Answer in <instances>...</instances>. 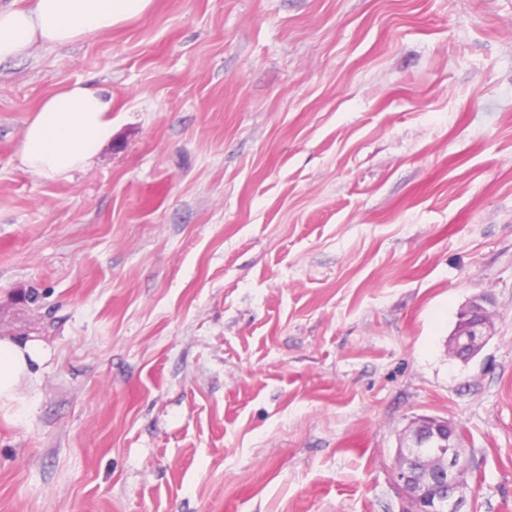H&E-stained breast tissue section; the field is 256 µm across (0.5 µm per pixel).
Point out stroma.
Masks as SVG:
<instances>
[{"label":"stroma","instance_id":"1","mask_svg":"<svg viewBox=\"0 0 512 512\" xmlns=\"http://www.w3.org/2000/svg\"><path fill=\"white\" fill-rule=\"evenodd\" d=\"M111 95L27 171L51 91ZM492 334L461 361L459 309ZM0 512H402L411 421L512 512V0H153L0 64ZM112 137V97L84 81L49 93L26 124L21 164L45 178L67 179ZM41 356V349L34 343L21 346L0 340V406L16 399L19 382Z\"/></svg>","mask_w":512,"mask_h":512}]
</instances>
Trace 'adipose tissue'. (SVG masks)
Returning a JSON list of instances; mask_svg holds the SVG:
<instances>
[{
	"label": "adipose tissue",
	"instance_id": "ef3b65f1",
	"mask_svg": "<svg viewBox=\"0 0 512 512\" xmlns=\"http://www.w3.org/2000/svg\"><path fill=\"white\" fill-rule=\"evenodd\" d=\"M153 0H31L0 5V63L107 32L147 11ZM112 136V98L84 81L49 93L26 124L19 158L45 178L66 179L84 168ZM42 356L33 343L0 340V405L17 397L21 379Z\"/></svg>",
	"mask_w": 512,
	"mask_h": 512
}]
</instances>
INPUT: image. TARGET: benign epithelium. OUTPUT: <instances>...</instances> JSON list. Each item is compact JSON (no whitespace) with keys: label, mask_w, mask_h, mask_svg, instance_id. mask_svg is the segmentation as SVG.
I'll return each mask as SVG.
<instances>
[{"label":"benign epithelium","mask_w":512,"mask_h":512,"mask_svg":"<svg viewBox=\"0 0 512 512\" xmlns=\"http://www.w3.org/2000/svg\"><path fill=\"white\" fill-rule=\"evenodd\" d=\"M488 301L474 298L466 304L463 323L456 333L455 348L464 354L476 355L485 344L491 323ZM458 426L443 419H434L424 430H416L404 445L406 457L418 463H428V456L446 461V469L429 476L435 482L433 500L413 512H464L465 499L461 493L462 476L470 469V461L454 443ZM394 484L401 495L410 501L420 499V481L414 468L399 465L394 471Z\"/></svg>","instance_id":"obj_1"}]
</instances>
